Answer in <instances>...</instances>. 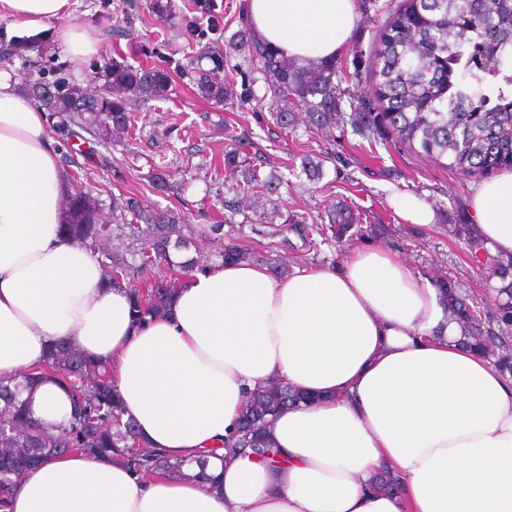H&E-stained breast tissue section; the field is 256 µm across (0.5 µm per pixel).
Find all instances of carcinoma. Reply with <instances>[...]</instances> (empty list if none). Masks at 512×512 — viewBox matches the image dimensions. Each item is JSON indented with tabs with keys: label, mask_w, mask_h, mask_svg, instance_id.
Returning a JSON list of instances; mask_svg holds the SVG:
<instances>
[{
	"label": "carcinoma",
	"mask_w": 512,
	"mask_h": 512,
	"mask_svg": "<svg viewBox=\"0 0 512 512\" xmlns=\"http://www.w3.org/2000/svg\"><path fill=\"white\" fill-rule=\"evenodd\" d=\"M361 14L387 13L371 52L366 85H343L341 63L317 61L299 66L263 42L244 23L224 39V5L217 0H188L184 9L196 38L182 50L184 61L174 64L131 63L118 53L102 64L93 63L104 90L93 98L71 80L67 63L50 53L38 37H14L0 44V62L21 60L28 71L25 91L52 120L62 143L84 131L104 141L114 134L135 138L136 106L170 99L178 79L186 77L198 98L220 105L229 100L232 72L240 73L239 100L258 103L270 99L273 124L286 133L299 122L316 133L333 135L340 128L371 142H390L421 154L465 179H482L512 171V0H400L393 10L380 0H356ZM149 13L160 22L177 18L175 0H149ZM237 54L242 62L229 65ZM263 82L264 93L255 85ZM244 138L224 148V182L230 197L222 198L224 223L209 232L225 233L224 262L257 259L234 224H260L256 210L244 209L245 197L267 199L291 185L295 168L278 170L273 156L243 150ZM168 173L155 166L151 187L165 193ZM72 202L66 205V236L97 254L109 278L125 282L164 260L168 274L148 278L131 289L134 312L158 315L170 306L182 281L200 261L169 262V248H186L192 230L173 209L158 211L135 193L112 196L108 209L112 223H101L103 209L90 191L73 176ZM280 219L272 234L289 232L304 245L318 242L343 245L354 237L370 236L372 224L341 202L325 207L313 218L295 210H275ZM241 220H236V217ZM448 237L471 247V262L493 272L498 304L493 311L463 294L456 282L442 278L437 286L448 298V308L463 326L462 343L490 360L505 376H512V256L479 255L483 249L475 224L459 206L451 212ZM57 375L73 393L77 411L67 426L44 427L31 418L16 392L0 383V508L7 506L15 477L53 454L76 452L88 457L117 453L137 472L175 471L179 464L164 455H142L147 444L123 421V411L112 393L107 365L82 357L57 344L38 372L24 376L25 386L38 385ZM303 396L285 387L253 393L245 404L237 437L227 448H249L273 462L275 451L267 438L270 418Z\"/></svg>",
	"instance_id": "1"
}]
</instances>
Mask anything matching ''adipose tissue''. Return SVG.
Masks as SVG:
<instances>
[{
    "label": "adipose tissue",
    "instance_id": "obj_1",
    "mask_svg": "<svg viewBox=\"0 0 512 512\" xmlns=\"http://www.w3.org/2000/svg\"><path fill=\"white\" fill-rule=\"evenodd\" d=\"M75 2L0 0V15L28 35L53 29L82 62L98 41L70 22ZM247 9L299 61L334 59L356 20L354 0ZM68 193L44 113L0 69V382L65 343L110 367L125 416L181 469L146 477L115 455L54 456L19 476L6 512H512V378L461 345L439 288L404 262L372 245L284 276L218 262L139 322L128 286L62 234ZM470 211L484 246L512 254V172L481 182ZM279 382L309 401L274 417L277 465L226 455L251 393ZM21 398L47 425L73 414L52 378ZM382 471L396 492L374 488Z\"/></svg>",
    "mask_w": 512,
    "mask_h": 512
}]
</instances>
